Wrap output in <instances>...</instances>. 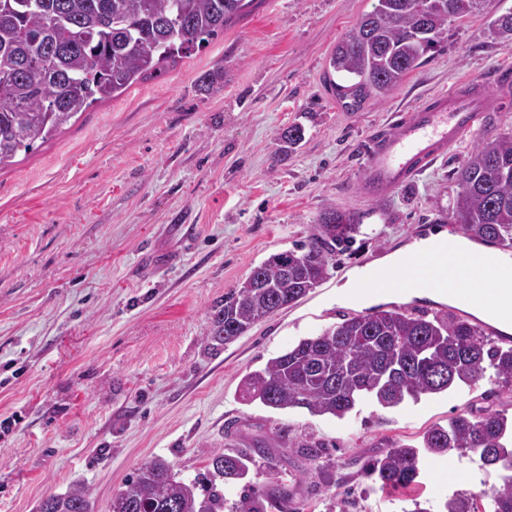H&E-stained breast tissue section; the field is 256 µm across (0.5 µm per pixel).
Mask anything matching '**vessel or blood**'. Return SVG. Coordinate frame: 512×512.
Segmentation results:
<instances>
[{
  "label": "vessel or blood",
  "instance_id": "1",
  "mask_svg": "<svg viewBox=\"0 0 512 512\" xmlns=\"http://www.w3.org/2000/svg\"><path fill=\"white\" fill-rule=\"evenodd\" d=\"M512 107V74L494 80L469 79L450 93L433 96L390 133L369 140L359 182L373 198L389 195L445 156L475 130L488 126L490 113Z\"/></svg>",
  "mask_w": 512,
  "mask_h": 512
}]
</instances>
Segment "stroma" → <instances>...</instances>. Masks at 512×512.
Listing matches in <instances>:
<instances>
[{"label": "stroma", "instance_id": "1", "mask_svg": "<svg viewBox=\"0 0 512 512\" xmlns=\"http://www.w3.org/2000/svg\"><path fill=\"white\" fill-rule=\"evenodd\" d=\"M376 0H254L247 14L160 79L94 103L0 167V512H35L84 483L95 512L161 457L203 476L219 451L261 445L299 512H441L459 491L499 485L477 455L427 456L413 490L372 488L362 467L389 443L418 444L455 413L512 415L489 380L344 418L244 403L242 377L300 339L359 314L337 302L345 274L432 227L458 233L453 173L483 137L380 200L356 191L362 149L429 96L512 71V45L488 38L512 0L448 25L441 50L386 98L347 111L329 67L336 43ZM215 74L200 89L202 74ZM304 138L278 159L280 134ZM363 221L325 281L292 306L211 346L213 308L270 255L316 229L326 207ZM324 448L317 462L295 451ZM454 469L456 482L439 475Z\"/></svg>", "mask_w": 512, "mask_h": 512}]
</instances>
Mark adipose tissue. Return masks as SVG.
<instances>
[{
    "label": "adipose tissue",
    "mask_w": 512,
    "mask_h": 512,
    "mask_svg": "<svg viewBox=\"0 0 512 512\" xmlns=\"http://www.w3.org/2000/svg\"><path fill=\"white\" fill-rule=\"evenodd\" d=\"M419 255L426 268L436 269L446 277V290L431 288L421 277H407L406 260ZM409 288H402V280ZM348 304L370 307L406 297L427 298L436 303L466 305L478 317H491L505 332L512 333V256L497 253L492 259L476 261L469 240L432 231L426 238L400 247L380 260L347 273L336 289Z\"/></svg>",
    "instance_id": "obj_1"
}]
</instances>
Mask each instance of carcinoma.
Wrapping results in <instances>:
<instances>
[{"instance_id": "cac0c4a2", "label": "carcinoma", "mask_w": 512, "mask_h": 512, "mask_svg": "<svg viewBox=\"0 0 512 512\" xmlns=\"http://www.w3.org/2000/svg\"><path fill=\"white\" fill-rule=\"evenodd\" d=\"M253 0H0V164L32 149L92 104L150 78L193 55L224 31ZM377 0L336 44L330 66L363 98L384 97L439 51L448 22L480 10V0ZM459 187L455 219L468 239L512 248V132L482 139L454 172ZM359 219L332 207L300 246L269 257L215 307L209 340L232 342L276 307H286L328 275L336 250L354 240ZM288 272H283V265ZM512 390V336L495 344L479 324L444 316L429 320L398 307L356 315L303 338L240 383L247 402L276 410L305 408L312 415L342 418L370 397L384 408L408 397L438 394L455 383L476 384L487 371ZM448 450L471 452L485 467H502L512 456V420L501 413H459L447 425L424 432L419 445H393L364 468L384 489L420 484L421 459ZM263 448L215 454L211 479L178 478L163 458L145 464L111 501L109 512H224V490L215 479H247ZM251 490L239 512H261L262 496L280 512H295V493L276 480ZM491 512H512V474L482 493ZM478 496L455 493L445 512H479ZM37 512H94L81 482L43 498Z\"/></svg>"}]
</instances>
